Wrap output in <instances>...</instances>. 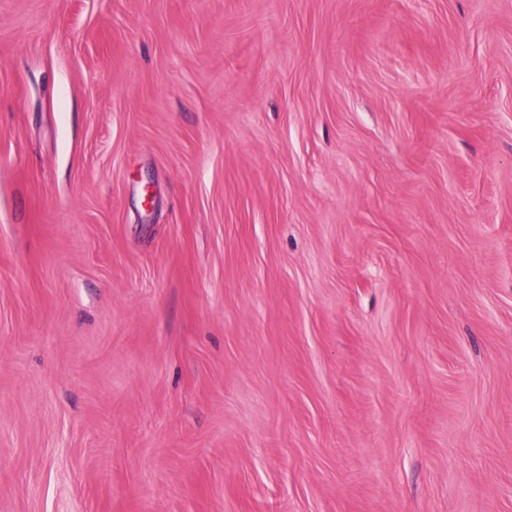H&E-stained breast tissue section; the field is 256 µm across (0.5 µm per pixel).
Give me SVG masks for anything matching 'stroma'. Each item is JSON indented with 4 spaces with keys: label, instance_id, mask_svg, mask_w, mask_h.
<instances>
[{
    "label": "stroma",
    "instance_id": "35a3bbf8",
    "mask_svg": "<svg viewBox=\"0 0 512 512\" xmlns=\"http://www.w3.org/2000/svg\"><path fill=\"white\" fill-rule=\"evenodd\" d=\"M0 512H512V0H0Z\"/></svg>",
    "mask_w": 512,
    "mask_h": 512
}]
</instances>
